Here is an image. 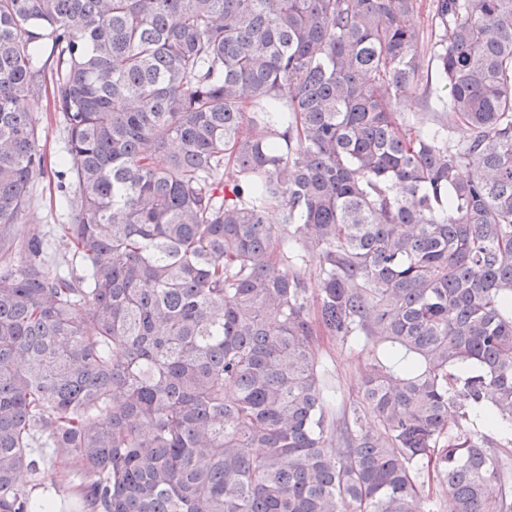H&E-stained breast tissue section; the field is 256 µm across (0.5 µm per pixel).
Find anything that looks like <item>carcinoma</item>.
<instances>
[{
    "mask_svg": "<svg viewBox=\"0 0 512 512\" xmlns=\"http://www.w3.org/2000/svg\"><path fill=\"white\" fill-rule=\"evenodd\" d=\"M432 8L0 0V249L49 89L81 267L0 263V512H512V0ZM323 336L371 353L337 412Z\"/></svg>",
    "mask_w": 512,
    "mask_h": 512,
    "instance_id": "carcinoma-1",
    "label": "carcinoma"
}]
</instances>
